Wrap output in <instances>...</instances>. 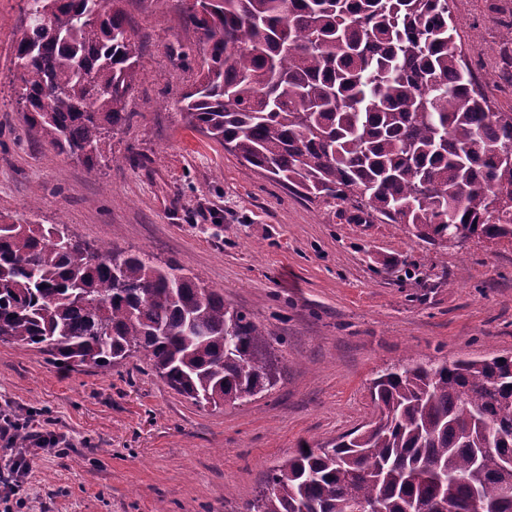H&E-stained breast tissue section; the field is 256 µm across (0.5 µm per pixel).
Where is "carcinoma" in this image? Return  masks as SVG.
Returning a JSON list of instances; mask_svg holds the SVG:
<instances>
[{"instance_id": "1", "label": "carcinoma", "mask_w": 512, "mask_h": 512, "mask_svg": "<svg viewBox=\"0 0 512 512\" xmlns=\"http://www.w3.org/2000/svg\"><path fill=\"white\" fill-rule=\"evenodd\" d=\"M13 30L25 121L92 170L128 125L139 45L122 0H24ZM450 0H208L185 127L283 187L349 202L441 247L457 225L512 242V112H497L453 37ZM0 339L63 367L145 352L199 407L273 387L268 331L143 251L58 224H0ZM378 421L295 452L248 512H512V357L377 372Z\"/></svg>"}]
</instances>
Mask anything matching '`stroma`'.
<instances>
[{"label": "stroma", "instance_id": "35a3bbf8", "mask_svg": "<svg viewBox=\"0 0 512 512\" xmlns=\"http://www.w3.org/2000/svg\"><path fill=\"white\" fill-rule=\"evenodd\" d=\"M22 0H0V224H66L91 244L141 250L269 332L280 378L249 401L201 408L139 355L66 369L0 341V418L29 413L62 442L30 460L10 512H246L303 441L373 417L375 373L421 361L512 356V243L464 251L284 189L186 128L198 35L178 0H123L141 49L134 117L95 170L25 132L12 83ZM454 41L491 106L512 112V0H453Z\"/></svg>", "mask_w": 512, "mask_h": 512}]
</instances>
